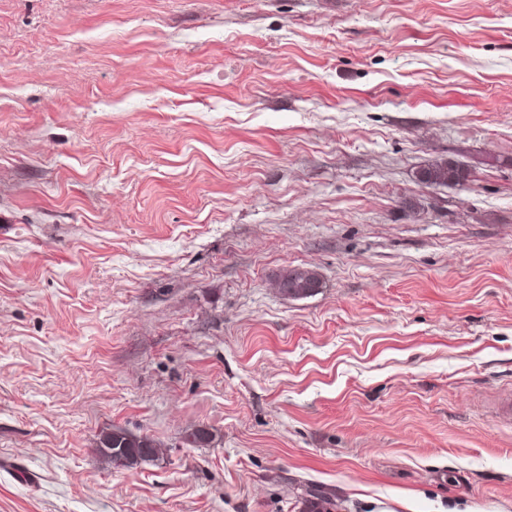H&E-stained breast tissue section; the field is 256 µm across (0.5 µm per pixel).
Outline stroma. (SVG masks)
I'll return each mask as SVG.
<instances>
[{
    "mask_svg": "<svg viewBox=\"0 0 512 512\" xmlns=\"http://www.w3.org/2000/svg\"><path fill=\"white\" fill-rule=\"evenodd\" d=\"M511 399L512 0H0V512H512ZM464 179L463 171L450 163H440L422 172V181L429 185H440L448 182H460ZM279 288L290 297H304L319 288V280L308 270L293 269L281 278ZM98 450L115 467L129 468L157 455L152 439L132 436L121 429H112V432L105 434Z\"/></svg>",
    "mask_w": 512,
    "mask_h": 512,
    "instance_id": "1",
    "label": "stroma"
}]
</instances>
